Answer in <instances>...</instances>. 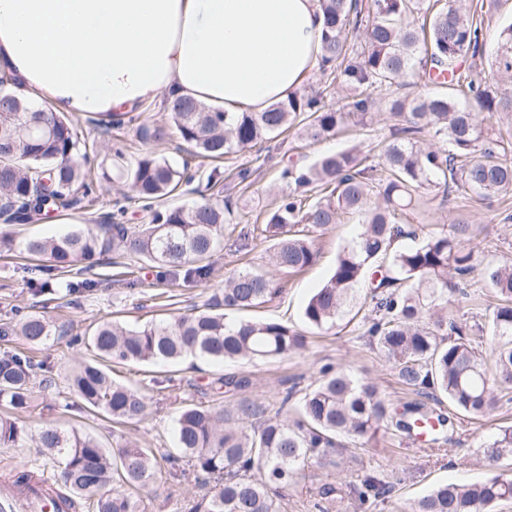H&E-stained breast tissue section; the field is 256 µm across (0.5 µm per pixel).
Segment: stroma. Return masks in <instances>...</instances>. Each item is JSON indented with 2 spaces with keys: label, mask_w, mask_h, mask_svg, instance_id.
Listing matches in <instances>:
<instances>
[{
  "label": "stroma",
  "mask_w": 512,
  "mask_h": 512,
  "mask_svg": "<svg viewBox=\"0 0 512 512\" xmlns=\"http://www.w3.org/2000/svg\"><path fill=\"white\" fill-rule=\"evenodd\" d=\"M72 121L82 135L97 140L103 147L119 146L130 156L139 152L133 126L106 130L91 123L89 117L77 115ZM387 134L384 128L375 132H349L311 145L291 129L272 141L270 146H256L224 159L223 170L253 169L255 183L245 190L236 181L225 180L224 191L218 199L231 203L238 221L226 225L224 249L214 274L205 283L181 279L176 284L162 287L158 284L156 268L135 260L128 262L127 267L132 278L138 281L136 287L114 282L116 267L103 263L90 273L91 279L97 282L93 290L72 294L61 281L56 283L53 291L38 293L28 284L30 274L25 268L23 254L18 251L19 246L32 236L65 234L78 222L96 224L99 212L76 208L50 215L36 224L13 226L15 248L0 252V318L16 306L26 312H42L49 318L69 322L73 334L81 336L97 323L115 318L131 324L144 323L203 306L214 290L223 286L225 276L243 267H267L271 243L254 233L253 228L263 224L266 212L289 191L287 184L277 178L278 166L291 159L308 166L320 154L342 151L356 144L367 150ZM462 218L468 219L473 226L470 245L479 265L512 261V220H502L497 211L482 204L464 201L443 206L427 195L423 198L421 211L411 212L406 221L421 238L428 232L447 229L449 224ZM357 224L356 217L347 216L340 224L312 233L318 253L316 263L289 275L285 292L258 309V317L301 327L304 303L326 281ZM27 349L37 357L50 359L53 383L41 392L34 409L24 414L25 433L18 444L0 447V483L21 472L34 471L48 478L59 473L58 458L40 453L35 446L34 436L42 425L54 424L64 430L74 429L93 435L108 449L128 440L148 448H170L174 445L172 420L184 401L221 405L233 411L244 403L268 406L292 385L307 387L325 366L352 370L357 378L377 384L389 399L404 402L416 397L414 391L402 385L396 369L370 344L363 329L354 323L337 336L309 335L305 349L277 359L205 364L199 368L193 362H184L175 367L166 389L160 391L151 386L150 376L142 367L113 366L114 378L146 389L153 398L148 416L127 426L113 424L104 415L82 409L80 399L69 388L67 372L86 357V350L70 346L65 336L53 337L47 345L34 349L19 336L0 340V353ZM225 374L246 377L249 384L240 390L217 393L213 382ZM455 423L454 441L448 447L418 445L409 438L388 434L379 435L367 444L360 441L347 443L346 447L338 449L335 463L306 467L304 479L290 492L283 512H319L317 503L325 487L335 488L338 492L331 512H411L414 502L438 483L475 481L492 469L503 473L512 471V460L504 458L492 462L480 450L481 443L499 427L512 425V403L501 405L486 418L457 415ZM367 474L386 482L391 493L387 499L362 508L350 488L359 484L362 476ZM215 490L214 482L189 478L143 488L139 495L147 512H186L190 501L211 495Z\"/></svg>",
  "instance_id": "obj_1"
}]
</instances>
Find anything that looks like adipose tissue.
I'll use <instances>...</instances> for the list:
<instances>
[{
    "instance_id": "1",
    "label": "adipose tissue",
    "mask_w": 512,
    "mask_h": 512,
    "mask_svg": "<svg viewBox=\"0 0 512 512\" xmlns=\"http://www.w3.org/2000/svg\"><path fill=\"white\" fill-rule=\"evenodd\" d=\"M321 28L319 0H0V68L63 114L164 91L261 112L317 66Z\"/></svg>"
}]
</instances>
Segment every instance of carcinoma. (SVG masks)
Segmentation results:
<instances>
[{"mask_svg": "<svg viewBox=\"0 0 512 512\" xmlns=\"http://www.w3.org/2000/svg\"><path fill=\"white\" fill-rule=\"evenodd\" d=\"M323 14L322 74L334 73L350 87L347 102L333 108L318 89L296 91L263 112H212L189 97L167 95V118L143 121L134 134L145 150L133 159L121 149L89 154L87 143L64 115L12 92L14 77L0 73V224H34L71 210L93 196L90 157H99L103 179L125 178L146 212L148 223L122 222V207L92 227L61 236L32 237L23 253L40 263L37 291L49 290L60 275L90 270L117 258L135 257L163 270L162 279L185 275L207 280L222 250L224 226L233 210L211 202L207 192L223 181L213 168L189 173L157 154L154 147L178 138L206 158L221 160L257 143L271 141L292 126L316 144L353 125L389 126L382 162L357 148L322 155L308 168L288 166L280 178L292 185L266 217L260 234L273 241V271L238 270L224 288L191 315L127 326L103 321L87 336L73 338L93 353L77 363L69 381L90 412L112 423L138 422L149 409L146 394L112 378V364L176 366L188 356L213 364L270 359L304 347L306 336L286 324L260 319H226V312L262 307L283 291L273 272L298 273L312 266L317 252L299 225L325 230L345 215L361 218L358 230L337 257L325 283L306 302L302 321L313 331L333 332L348 318L361 317L367 336L398 369L400 381L423 398L395 405L377 387L346 369L320 370L291 417L294 389L278 408L248 406L243 417L222 407L186 403L176 419V447L162 454L128 441L107 450L90 434L42 429L37 447L62 461L61 482L76 497L91 499L95 512H146L131 488L175 482L193 474L219 482L216 493L191 502L188 512H282L288 490L311 464L322 465L342 440L372 439L379 433L409 435L426 425L438 442L451 422L438 411L443 403L470 416L491 414L512 402V262L478 268L472 224L459 220L448 232L415 247L397 243L415 232L402 216L423 194L442 201L476 200L491 208L512 197V21L497 32L491 72H485V35L464 0H320ZM362 32L355 44L349 33ZM422 74L435 89L408 92L407 78ZM437 146H424L425 138ZM197 182L200 201L165 207L163 199ZM83 198L74 196L76 187ZM372 273L370 313L356 307V294ZM496 298L489 327L460 325L448 318V301L466 298L475 273ZM494 341L491 357L485 336ZM68 329L40 312L14 314L0 336H22L32 347L47 344ZM52 370L49 358L24 352L0 357V445L18 442L19 417L29 411ZM492 461L512 457V426L501 427L481 445ZM386 488L367 477L358 489L361 504L385 497ZM512 500V476L490 473L475 483L447 482L421 498L414 512H487Z\"/></svg>", "mask_w": 512, "mask_h": 512, "instance_id": "obj_1", "label": "carcinoma"}]
</instances>
